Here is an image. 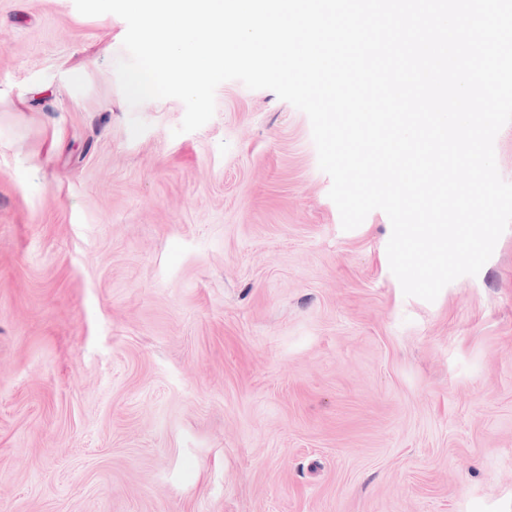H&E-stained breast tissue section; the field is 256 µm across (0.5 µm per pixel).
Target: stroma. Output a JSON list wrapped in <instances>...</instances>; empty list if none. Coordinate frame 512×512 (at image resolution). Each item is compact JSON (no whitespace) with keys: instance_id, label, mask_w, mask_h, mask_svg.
I'll list each match as a JSON object with an SVG mask.
<instances>
[{"instance_id":"35a3bbf8","label":"stroma","mask_w":512,"mask_h":512,"mask_svg":"<svg viewBox=\"0 0 512 512\" xmlns=\"http://www.w3.org/2000/svg\"><path fill=\"white\" fill-rule=\"evenodd\" d=\"M126 31L0 0V512H512V228L405 296L304 112L176 134Z\"/></svg>"}]
</instances>
